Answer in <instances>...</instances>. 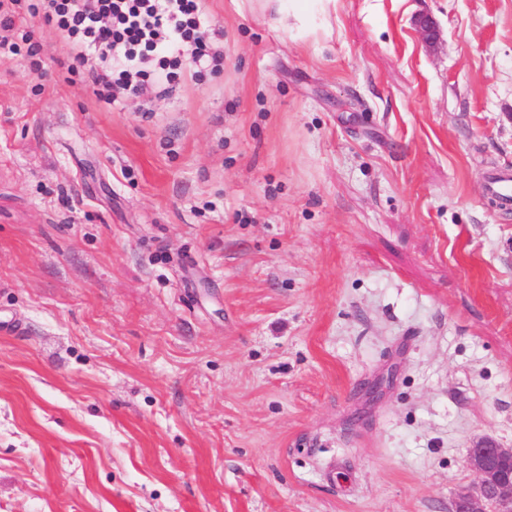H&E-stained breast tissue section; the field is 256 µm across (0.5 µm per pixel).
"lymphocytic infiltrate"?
<instances>
[{"label":"lymphocytic infiltrate","instance_id":"obj_1","mask_svg":"<svg viewBox=\"0 0 512 512\" xmlns=\"http://www.w3.org/2000/svg\"><path fill=\"white\" fill-rule=\"evenodd\" d=\"M52 27L100 98L167 95L185 70L220 68L224 53L210 37L205 0H0V58L28 49L32 32L16 34L19 7Z\"/></svg>","mask_w":512,"mask_h":512}]
</instances>
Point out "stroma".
Returning <instances> with one entry per match:
<instances>
[{"instance_id":"1","label":"stroma","mask_w":512,"mask_h":512,"mask_svg":"<svg viewBox=\"0 0 512 512\" xmlns=\"http://www.w3.org/2000/svg\"><path fill=\"white\" fill-rule=\"evenodd\" d=\"M206 8L222 70L148 112L15 19L0 512H449L512 446V0H336L298 38ZM487 195L495 199L502 209L512 208V173L494 171L488 175L485 185Z\"/></svg>"}]
</instances>
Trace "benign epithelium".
Masks as SVG:
<instances>
[{"mask_svg":"<svg viewBox=\"0 0 512 512\" xmlns=\"http://www.w3.org/2000/svg\"><path fill=\"white\" fill-rule=\"evenodd\" d=\"M415 28L422 42L429 46L436 44L438 32L434 21L427 16L415 20ZM483 459H468L467 466L476 475L477 482L471 488L459 491L454 503L455 512H512V478L499 476L494 466L498 459L512 457V448H507L493 439L481 444Z\"/></svg>","mask_w":512,"mask_h":512,"instance_id":"1","label":"benign epithelium"}]
</instances>
